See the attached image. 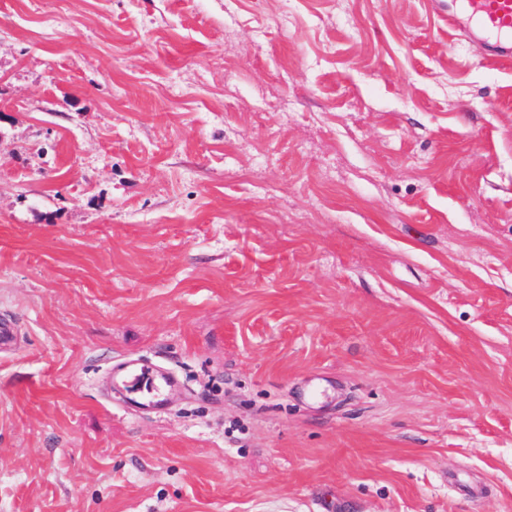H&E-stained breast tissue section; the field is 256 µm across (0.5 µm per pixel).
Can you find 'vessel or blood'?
<instances>
[{
  "instance_id": "b4317fda",
  "label": "vessel or blood",
  "mask_w": 512,
  "mask_h": 512,
  "mask_svg": "<svg viewBox=\"0 0 512 512\" xmlns=\"http://www.w3.org/2000/svg\"><path fill=\"white\" fill-rule=\"evenodd\" d=\"M448 26L478 38L490 57H512V0H457ZM172 383L166 374L148 375L136 367L129 368L122 378L136 404L155 407L163 405V396Z\"/></svg>"
}]
</instances>
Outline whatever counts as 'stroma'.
<instances>
[{"instance_id":"1","label":"stroma","mask_w":512,"mask_h":512,"mask_svg":"<svg viewBox=\"0 0 512 512\" xmlns=\"http://www.w3.org/2000/svg\"><path fill=\"white\" fill-rule=\"evenodd\" d=\"M452 7L0 0V512H512V61ZM172 383L173 378L166 374L155 372L149 376L138 367L129 368L122 378L124 388L135 395L132 400L136 404L155 407L163 406V396Z\"/></svg>"}]
</instances>
